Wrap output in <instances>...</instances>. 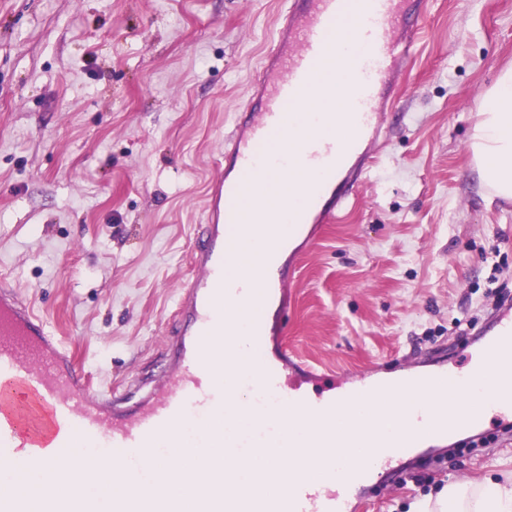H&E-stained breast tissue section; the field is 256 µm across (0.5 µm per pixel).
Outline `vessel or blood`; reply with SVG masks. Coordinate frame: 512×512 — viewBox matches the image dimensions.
I'll use <instances>...</instances> for the list:
<instances>
[{
	"instance_id": "1",
	"label": "vessel or blood",
	"mask_w": 512,
	"mask_h": 512,
	"mask_svg": "<svg viewBox=\"0 0 512 512\" xmlns=\"http://www.w3.org/2000/svg\"><path fill=\"white\" fill-rule=\"evenodd\" d=\"M277 28L252 84L244 116L238 117L224 143L230 170L212 188L206 224L200 225L193 252L198 271L185 287L181 323L165 340L168 368L152 380L134 410L118 407L110 393H94L46 318L13 291L0 289V460L28 446L46 457H68L76 445L100 446L120 467L112 512H181L168 495L143 492L147 473L138 460L161 462L163 441L178 438L188 418L206 420L224 404L225 394L246 389L255 398L273 395L267 417L240 448H272L277 456H307L310 448H327L317 464L328 477L316 486L294 474L287 499L246 487L224 492V469L208 461L212 436L200 437L185 454L202 471L194 512H351L353 498L375 489L403 484V457L419 446L422 432L444 445L454 426L489 428L512 441V304L495 307L474 353L441 360L431 370L407 368L388 377L365 370L348 378L281 349L265 359L269 328L264 309L288 313V271L280 258L296 243L312 244L321 225L337 220L352 187L374 151L386 138L391 89L417 50L425 0H285ZM323 87L348 105L351 125L343 136L324 135L316 127L293 123L290 106ZM271 181L295 174L292 185L301 204L288 225H279V209L268 211L259 229L263 247L246 257L237 279L224 263L234 255L242 220L240 200L257 169ZM249 321V348L216 346L211 339L225 323ZM485 383L491 398L476 406L449 409L440 403L420 413L416 393L442 387L445 394L464 393ZM35 404L19 413L18 394ZM388 393L397 400L404 424L398 439L375 442L371 466L340 465L334 453L335 431L329 424L347 403ZM288 401L302 416L304 437L279 434L277 404ZM0 512H100L91 494L30 495L22 489L0 494Z\"/></svg>"
}]
</instances>
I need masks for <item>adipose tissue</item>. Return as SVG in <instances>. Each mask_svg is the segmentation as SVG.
I'll return each instance as SVG.
<instances>
[{
    "label": "adipose tissue",
    "instance_id": "1",
    "mask_svg": "<svg viewBox=\"0 0 512 512\" xmlns=\"http://www.w3.org/2000/svg\"><path fill=\"white\" fill-rule=\"evenodd\" d=\"M470 148L479 165L481 180L492 196L512 198L511 68L500 73L495 85L481 99ZM369 413L368 406L356 404L337 415L336 433L346 441L339 456L342 464L359 462L368 454L372 439L364 435L363 429ZM263 416L252 394L241 391L226 399L223 410L205 426L220 439L210 450L211 462L224 464L234 474L233 480L225 482V492L260 479L269 493L286 497L287 463L273 458L270 449L242 450L234 445L239 431L252 430ZM201 427L197 420L188 421L182 429L180 443L167 444L163 450L169 463H176L182 469V477H170L169 463L152 468L151 490L168 494L186 507L191 504L197 483V466L187 460L184 447L197 439ZM19 456L16 463L0 461V489L22 484L39 492L51 489L67 494L92 493L100 500L101 512H112L113 466L101 464L96 470H89L87 453L80 448L64 462L31 455L25 448L20 449ZM413 512H512V477L449 483L436 500L416 503Z\"/></svg>",
    "mask_w": 512,
    "mask_h": 512
}]
</instances>
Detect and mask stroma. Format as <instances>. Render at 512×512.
Wrapping results in <instances>:
<instances>
[{"mask_svg":"<svg viewBox=\"0 0 512 512\" xmlns=\"http://www.w3.org/2000/svg\"><path fill=\"white\" fill-rule=\"evenodd\" d=\"M281 0H0V274L42 311L91 389L134 404L162 343L224 140ZM512 66V0H429L388 136L339 220L301 257L284 345L336 372L465 354L490 287L512 295V199L469 145ZM380 489L411 512L451 481L512 474V445Z\"/></svg>","mask_w":512,"mask_h":512,"instance_id":"1","label":"stroma"}]
</instances>
